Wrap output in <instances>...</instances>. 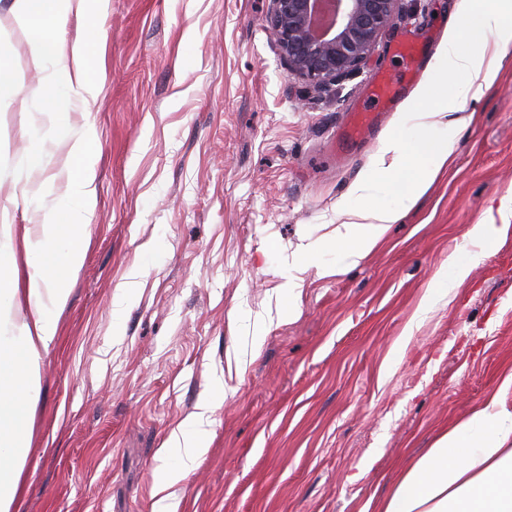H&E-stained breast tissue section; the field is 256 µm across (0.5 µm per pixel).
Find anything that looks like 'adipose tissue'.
Returning <instances> with one entry per match:
<instances>
[{
    "instance_id": "ef3b65f1",
    "label": "adipose tissue",
    "mask_w": 512,
    "mask_h": 512,
    "mask_svg": "<svg viewBox=\"0 0 512 512\" xmlns=\"http://www.w3.org/2000/svg\"><path fill=\"white\" fill-rule=\"evenodd\" d=\"M107 0H12L9 11L30 45L31 62L45 73L44 94L65 90L83 116L82 127L69 138L66 160L51 187L66 202L64 217L24 225L21 239L11 229L0 230V512H22L25 496L26 453L33 439L38 375L44 355L58 334V319L70 290L66 278L81 268L85 258L83 229L96 200L97 173L88 158L86 129L101 101L102 87L87 79L89 40L77 36L59 42V30L68 18L85 22L104 14ZM512 33V0H461L448 41L434 56L430 69L442 74L462 94L479 100L499 77L506 57L501 44L482 35ZM57 41L45 56V41ZM421 111L400 116L414 149L387 141L381 159L365 170L359 190L386 180L385 201L363 211V223L337 225L333 235L299 245L288 265L281 294L289 302L300 297L305 266L317 264L320 274H341L359 264L381 242L389 225L398 223L453 162L455 124L432 122L431 110L447 111L443 101L421 88ZM498 228L475 224L467 233L468 246L448 263L452 282L464 281L480 248L488 246ZM21 308L26 317L14 323L9 309ZM512 373L498 390L442 431L430 448L412 460L376 512H512ZM217 408L209 396L201 398L188 418L162 442L159 455L167 465L156 486L152 512H177L182 484L198 467L209 447V427Z\"/></svg>"
}]
</instances>
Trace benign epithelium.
I'll use <instances>...</instances> for the list:
<instances>
[{
  "instance_id": "obj_1",
  "label": "benign epithelium",
  "mask_w": 512,
  "mask_h": 512,
  "mask_svg": "<svg viewBox=\"0 0 512 512\" xmlns=\"http://www.w3.org/2000/svg\"><path fill=\"white\" fill-rule=\"evenodd\" d=\"M420 0H270L269 23L288 76L323 93L366 68L383 35Z\"/></svg>"
}]
</instances>
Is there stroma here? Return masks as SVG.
Instances as JSON below:
<instances>
[{
  "label": "stroma",
  "mask_w": 512,
  "mask_h": 512,
  "mask_svg": "<svg viewBox=\"0 0 512 512\" xmlns=\"http://www.w3.org/2000/svg\"><path fill=\"white\" fill-rule=\"evenodd\" d=\"M10 2L0 0V225L17 229L61 211L49 195L34 212L24 193L50 183L82 117L62 95L25 109L43 91ZM458 3L430 0L386 33L368 68L317 96L289 77L269 0H108L90 43V76L104 83L90 132L97 197L40 371L25 512H152L162 441L219 379L227 396L177 512H365L498 388L512 371V39L498 81L457 102L453 165L382 244L338 276L309 268L296 304L276 294L303 239L340 223L338 203L418 89L453 94L429 62ZM406 39L422 50L408 81L395 53ZM382 72L400 77L398 101L364 139H346ZM30 124L48 138L16 186ZM479 223L507 231L423 309Z\"/></svg>",
  "instance_id": "35a3bbf8"
}]
</instances>
